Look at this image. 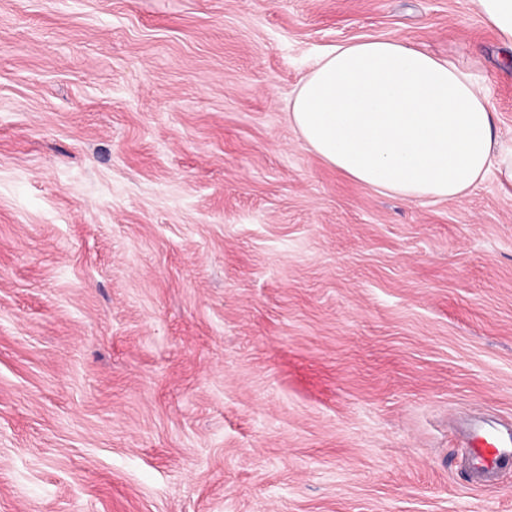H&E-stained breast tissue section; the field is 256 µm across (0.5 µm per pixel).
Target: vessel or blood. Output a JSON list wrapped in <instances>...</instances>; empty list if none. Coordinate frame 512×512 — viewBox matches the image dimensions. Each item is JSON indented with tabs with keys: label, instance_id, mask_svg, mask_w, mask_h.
I'll use <instances>...</instances> for the list:
<instances>
[{
	"label": "vessel or blood",
	"instance_id": "vessel-or-blood-1",
	"mask_svg": "<svg viewBox=\"0 0 512 512\" xmlns=\"http://www.w3.org/2000/svg\"><path fill=\"white\" fill-rule=\"evenodd\" d=\"M465 438L464 461L472 481L480 487L494 484L500 471L512 464V430L478 426Z\"/></svg>",
	"mask_w": 512,
	"mask_h": 512
}]
</instances>
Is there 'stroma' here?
Returning a JSON list of instances; mask_svg holds the SVG:
<instances>
[{"mask_svg":"<svg viewBox=\"0 0 512 512\" xmlns=\"http://www.w3.org/2000/svg\"><path fill=\"white\" fill-rule=\"evenodd\" d=\"M397 37L471 72L476 0H0V512H512V191L361 185L288 103ZM464 461L471 479L479 487L495 483L502 469L512 464V431L510 426L496 430L472 427L465 434Z\"/></svg>","mask_w":512,"mask_h":512,"instance_id":"1","label":"stroma"}]
</instances>
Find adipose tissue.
Returning <instances> with one entry per match:
<instances>
[{"label": "adipose tissue", "mask_w": 512, "mask_h": 512, "mask_svg": "<svg viewBox=\"0 0 512 512\" xmlns=\"http://www.w3.org/2000/svg\"><path fill=\"white\" fill-rule=\"evenodd\" d=\"M288 111L311 151L367 187L456 199L492 175L512 188V144L473 76L400 39L337 46Z\"/></svg>", "instance_id": "obj_1"}]
</instances>
